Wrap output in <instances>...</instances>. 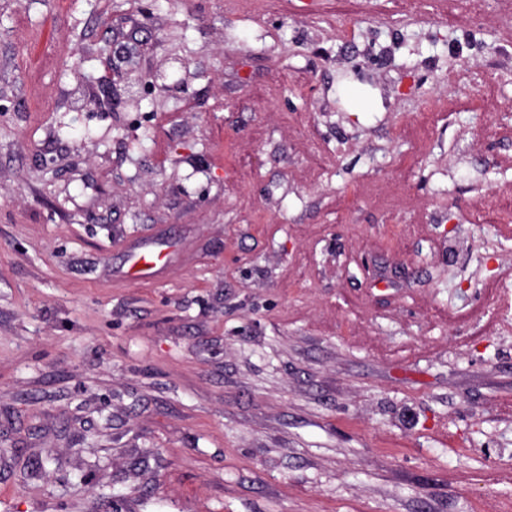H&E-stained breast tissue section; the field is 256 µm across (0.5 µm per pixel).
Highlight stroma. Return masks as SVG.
Returning <instances> with one entry per match:
<instances>
[{
    "label": "stroma",
    "instance_id": "35a3bbf8",
    "mask_svg": "<svg viewBox=\"0 0 512 512\" xmlns=\"http://www.w3.org/2000/svg\"><path fill=\"white\" fill-rule=\"evenodd\" d=\"M509 41L504 0H0V512H512Z\"/></svg>",
    "mask_w": 512,
    "mask_h": 512
}]
</instances>
